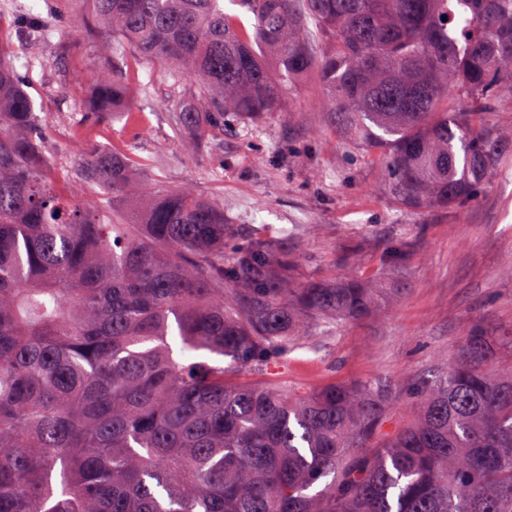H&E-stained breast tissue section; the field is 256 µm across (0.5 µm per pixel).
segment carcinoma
Returning <instances> with one entry per match:
<instances>
[{
  "label": "carcinoma",
  "mask_w": 512,
  "mask_h": 512,
  "mask_svg": "<svg viewBox=\"0 0 512 512\" xmlns=\"http://www.w3.org/2000/svg\"><path fill=\"white\" fill-rule=\"evenodd\" d=\"M89 2L111 35L85 122L136 126L132 48L166 69L170 112L202 142L227 114L286 111L317 71L336 129L382 158L403 211L462 208L512 146L485 122L512 92V0H232L251 33L224 0ZM43 138L0 49V512H512V373L492 370L512 335L467 334L449 371L411 388L415 421L373 448L390 417L370 386L231 383L203 356L276 368L307 320L365 319L376 289L290 287L292 259L224 207L189 185L143 190L130 148L83 152L87 206ZM116 199L146 203L124 224L104 215ZM407 248L387 252L397 272Z\"/></svg>",
  "instance_id": "1"
}]
</instances>
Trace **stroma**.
Wrapping results in <instances>:
<instances>
[{
	"instance_id": "stroma-1",
	"label": "stroma",
	"mask_w": 512,
	"mask_h": 512,
	"mask_svg": "<svg viewBox=\"0 0 512 512\" xmlns=\"http://www.w3.org/2000/svg\"><path fill=\"white\" fill-rule=\"evenodd\" d=\"M31 12L54 16L52 40L29 34L23 19ZM94 22L86 0H0V46L16 67L32 57L43 63L25 86L45 121L44 154L55 172L76 176L86 144L134 143L154 161L149 179L192 185L223 204L241 236L267 237L288 252L292 287L356 275L385 297L374 315L338 321L329 335L310 322L272 381L304 392L366 383L401 424L417 412L412 384L447 371L463 336L476 328L512 334V150L467 206L403 212L382 190L378 157L336 130L312 72L294 86L288 111L248 123L230 117L211 129L218 153L173 124V90L157 65L149 66L146 87L127 91L140 114L137 132L104 113L81 130L78 109L105 50L84 35ZM400 237L409 249L398 274L386 251Z\"/></svg>"
}]
</instances>
